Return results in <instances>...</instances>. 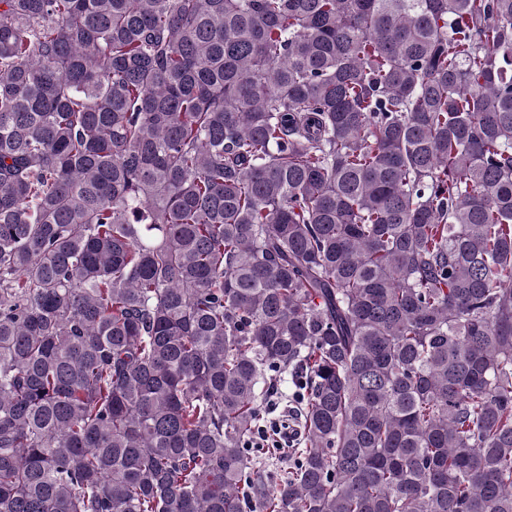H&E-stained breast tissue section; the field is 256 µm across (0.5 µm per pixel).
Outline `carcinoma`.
Instances as JSON below:
<instances>
[{
  "instance_id": "obj_1",
  "label": "carcinoma",
  "mask_w": 512,
  "mask_h": 512,
  "mask_svg": "<svg viewBox=\"0 0 512 512\" xmlns=\"http://www.w3.org/2000/svg\"><path fill=\"white\" fill-rule=\"evenodd\" d=\"M0 512H512V0H0Z\"/></svg>"
}]
</instances>
